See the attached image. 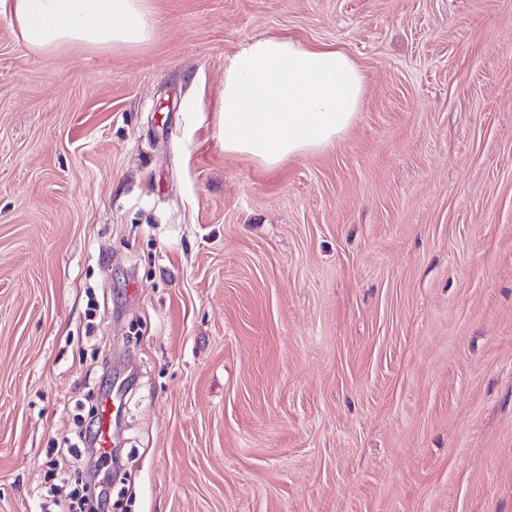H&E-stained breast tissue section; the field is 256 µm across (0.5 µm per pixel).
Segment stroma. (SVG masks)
I'll list each match as a JSON object with an SVG mask.
<instances>
[{
    "label": "stroma",
    "instance_id": "35a3bbf8",
    "mask_svg": "<svg viewBox=\"0 0 512 512\" xmlns=\"http://www.w3.org/2000/svg\"><path fill=\"white\" fill-rule=\"evenodd\" d=\"M150 6L136 49L0 19V512H64L106 379L113 512H512V0ZM279 35L364 94L269 169L217 108Z\"/></svg>",
    "mask_w": 512,
    "mask_h": 512
}]
</instances>
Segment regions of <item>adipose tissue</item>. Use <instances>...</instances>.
I'll return each instance as SVG.
<instances>
[{"label": "adipose tissue", "mask_w": 512, "mask_h": 512, "mask_svg": "<svg viewBox=\"0 0 512 512\" xmlns=\"http://www.w3.org/2000/svg\"><path fill=\"white\" fill-rule=\"evenodd\" d=\"M0 18L36 53L64 45L135 49L155 34L149 0H0ZM362 90L359 67L340 49L251 38L224 69V150L274 168L323 148L351 125Z\"/></svg>", "instance_id": "obj_1"}]
</instances>
